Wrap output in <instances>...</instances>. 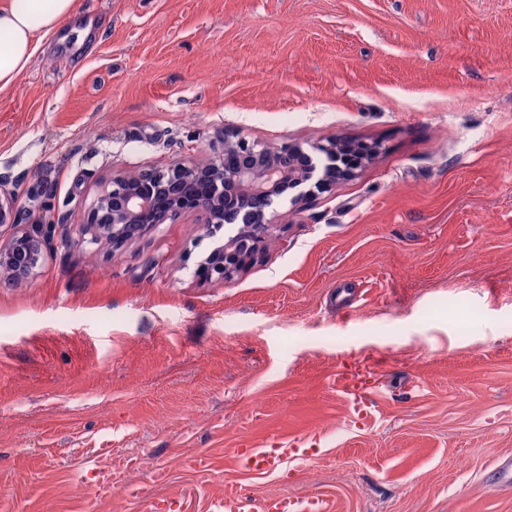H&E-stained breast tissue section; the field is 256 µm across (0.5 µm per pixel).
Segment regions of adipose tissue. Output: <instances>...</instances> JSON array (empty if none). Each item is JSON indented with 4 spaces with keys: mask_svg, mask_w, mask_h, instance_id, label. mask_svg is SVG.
<instances>
[{
    "mask_svg": "<svg viewBox=\"0 0 512 512\" xmlns=\"http://www.w3.org/2000/svg\"><path fill=\"white\" fill-rule=\"evenodd\" d=\"M77 9L78 0H10L0 7V91L27 69L38 37L53 33Z\"/></svg>",
    "mask_w": 512,
    "mask_h": 512,
    "instance_id": "adipose-tissue-1",
    "label": "adipose tissue"
}]
</instances>
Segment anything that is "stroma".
<instances>
[{
	"label": "stroma",
	"mask_w": 512,
	"mask_h": 512,
	"mask_svg": "<svg viewBox=\"0 0 512 512\" xmlns=\"http://www.w3.org/2000/svg\"><path fill=\"white\" fill-rule=\"evenodd\" d=\"M0 92V193L66 224L0 274V512H210L244 485L327 512H512V0H78ZM380 153L276 200L263 254L199 281L205 215L90 244L113 174L224 136ZM381 395L350 413L336 374ZM320 438L288 476L234 449ZM202 456L199 471L186 459Z\"/></svg>",
	"instance_id": "obj_1"
}]
</instances>
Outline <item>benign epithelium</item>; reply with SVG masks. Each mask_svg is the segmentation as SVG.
<instances>
[{"label": "benign epithelium", "instance_id": "1", "mask_svg": "<svg viewBox=\"0 0 512 512\" xmlns=\"http://www.w3.org/2000/svg\"><path fill=\"white\" fill-rule=\"evenodd\" d=\"M380 150L377 143L357 144L331 139L312 147V153L289 144L270 149L243 137L224 139L221 155L203 164L175 162L165 169H143L112 178L91 207L86 226L93 243L121 246L178 214L201 211L206 215V236L216 239L199 262L202 280H227L255 258L277 224L275 200L290 197L294 205L317 192H329L342 176L345 153L366 159ZM24 212L10 196H0V224L13 229L0 243V270L28 280L45 260L46 241L57 224H24ZM226 224L245 231L227 240L219 238Z\"/></svg>", "mask_w": 512, "mask_h": 512}]
</instances>
